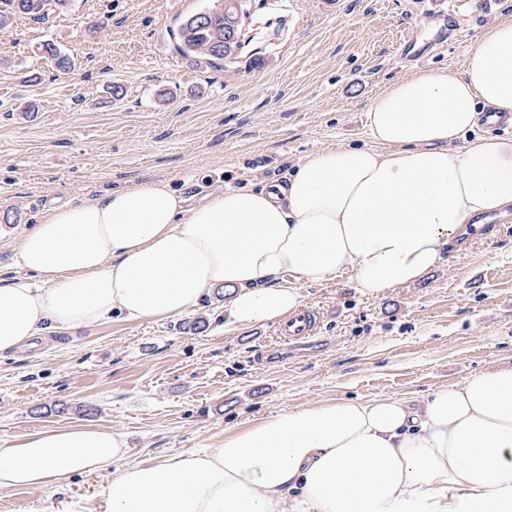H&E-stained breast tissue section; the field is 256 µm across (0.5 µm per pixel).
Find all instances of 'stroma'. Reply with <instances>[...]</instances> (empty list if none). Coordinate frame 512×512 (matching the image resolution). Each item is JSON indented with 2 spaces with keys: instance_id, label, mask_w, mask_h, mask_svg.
<instances>
[{
  "instance_id": "35a3bbf8",
  "label": "stroma",
  "mask_w": 512,
  "mask_h": 512,
  "mask_svg": "<svg viewBox=\"0 0 512 512\" xmlns=\"http://www.w3.org/2000/svg\"><path fill=\"white\" fill-rule=\"evenodd\" d=\"M203 0H70L0 28V286L28 278L24 234L54 205L168 182L187 206L260 188L306 157L363 145L366 112L420 68L461 70L477 38L512 20V0H466L458 41L437 43L432 0H251L260 29L238 62L203 69L171 31ZM415 30L429 50L400 61ZM73 55L57 74L36 53ZM121 86L122 96L112 94ZM35 111H28V104ZM323 319L305 344L270 322L224 329L217 293L182 317L47 331L0 354V445L44 427L123 433L125 464L211 445L269 413L328 399L418 398L512 362V213L422 280L369 296L351 274L302 288ZM201 329H193V322ZM105 476L0 492V512H96ZM37 49L39 56L53 65L58 73L68 74L74 69L73 57L62 51L55 43L44 41Z\"/></svg>"
}]
</instances>
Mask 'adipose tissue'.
<instances>
[{
  "mask_svg": "<svg viewBox=\"0 0 512 512\" xmlns=\"http://www.w3.org/2000/svg\"><path fill=\"white\" fill-rule=\"evenodd\" d=\"M487 106L512 113L510 20L461 71L388 84L370 144L317 151L284 181L191 208L163 181L52 206L19 253L35 282L0 286V354L51 327L179 317L214 288L235 328L287 319L301 285L348 270L370 296L421 280L471 218L512 208V138H464ZM126 452L106 427L33 430L0 446V491L104 474L99 512H512V363L420 401L324 400L212 447L135 465Z\"/></svg>",
  "mask_w": 512,
  "mask_h": 512,
  "instance_id": "obj_1",
  "label": "adipose tissue"
}]
</instances>
